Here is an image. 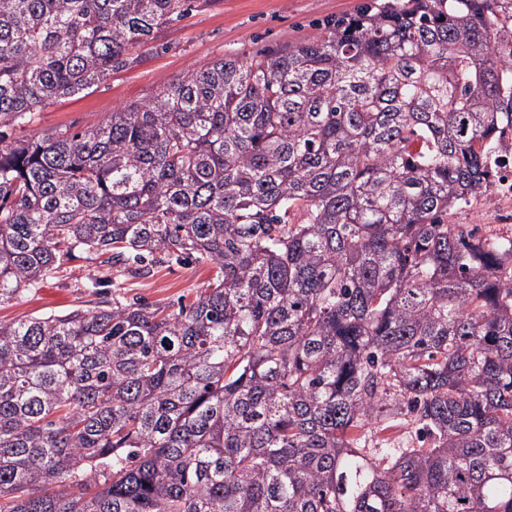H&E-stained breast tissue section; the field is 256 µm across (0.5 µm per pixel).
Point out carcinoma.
<instances>
[{
  "mask_svg": "<svg viewBox=\"0 0 512 512\" xmlns=\"http://www.w3.org/2000/svg\"><path fill=\"white\" fill-rule=\"evenodd\" d=\"M195 0H0V303L80 254L178 312L0 320V512H512V0H372L81 133L7 130ZM511 152L502 148L496 150L492 155L488 164L490 178L494 182L495 194L491 186L487 191L470 199L465 205L463 204L448 215V223L450 224H467L474 225L477 221H481L480 225L485 233L492 235H512V207L511 204H505L494 211L487 209L488 200L490 206L494 207L498 199L510 200L512 198V167Z\"/></svg>",
  "mask_w": 512,
  "mask_h": 512,
  "instance_id": "carcinoma-1",
  "label": "carcinoma"
}]
</instances>
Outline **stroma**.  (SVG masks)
Returning <instances> with one entry per match:
<instances>
[{
	"mask_svg": "<svg viewBox=\"0 0 512 512\" xmlns=\"http://www.w3.org/2000/svg\"><path fill=\"white\" fill-rule=\"evenodd\" d=\"M364 0H197L180 22L162 33L165 48L135 49V63L112 73L89 94L60 100L32 121L9 129L10 138L26 140L51 130L71 133L93 129L110 113L151 98L164 85L190 68L225 57L246 60L276 52L281 46L319 35L325 23L352 13ZM490 192H482L448 216L452 224H481L485 233L512 235V206L488 210ZM212 273L191 261L164 263L142 279L118 280L95 262L72 260L62 278L47 279L0 304V319L24 320L94 306L97 297L87 288L89 278L113 288L123 301L140 299L174 306L192 304Z\"/></svg>",
	"mask_w": 512,
	"mask_h": 512,
	"instance_id": "obj_1",
	"label": "stroma"
}]
</instances>
